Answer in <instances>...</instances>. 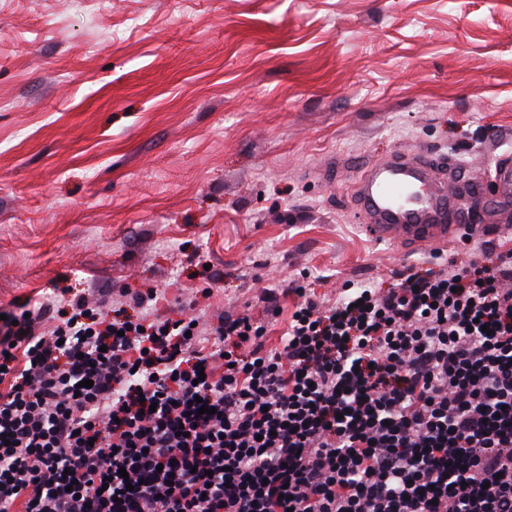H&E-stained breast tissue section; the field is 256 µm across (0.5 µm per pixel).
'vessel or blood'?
I'll return each mask as SVG.
<instances>
[{
	"mask_svg": "<svg viewBox=\"0 0 512 512\" xmlns=\"http://www.w3.org/2000/svg\"><path fill=\"white\" fill-rule=\"evenodd\" d=\"M484 180L482 167L455 193L427 181L422 162L395 158L380 166L365 181L361 226L374 241H401L412 245L439 244L458 233L486 235L488 225L470 222L467 201L478 195ZM493 180L502 204L512 203V163L500 162Z\"/></svg>",
	"mask_w": 512,
	"mask_h": 512,
	"instance_id": "obj_1",
	"label": "vessel or blood"
}]
</instances>
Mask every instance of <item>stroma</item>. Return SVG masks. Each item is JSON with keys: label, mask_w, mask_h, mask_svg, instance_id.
Returning a JSON list of instances; mask_svg holds the SVG:
<instances>
[{"label": "stroma", "mask_w": 512, "mask_h": 512, "mask_svg": "<svg viewBox=\"0 0 512 512\" xmlns=\"http://www.w3.org/2000/svg\"><path fill=\"white\" fill-rule=\"evenodd\" d=\"M403 154L512 159V0H0V311L46 293L260 313L512 249L379 245L358 185Z\"/></svg>", "instance_id": "stroma-1"}]
</instances>
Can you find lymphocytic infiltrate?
<instances>
[{"label":"lymphocytic infiltrate","mask_w":512,"mask_h":512,"mask_svg":"<svg viewBox=\"0 0 512 512\" xmlns=\"http://www.w3.org/2000/svg\"><path fill=\"white\" fill-rule=\"evenodd\" d=\"M295 293L275 348L151 288L8 314L0 512H512V250Z\"/></svg>","instance_id":"1"}]
</instances>
